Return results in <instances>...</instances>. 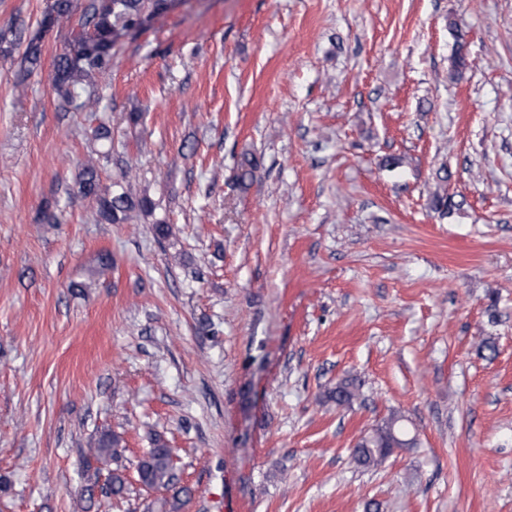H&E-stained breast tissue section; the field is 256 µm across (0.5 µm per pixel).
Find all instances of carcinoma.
<instances>
[{"instance_id":"1","label":"carcinoma","mask_w":512,"mask_h":512,"mask_svg":"<svg viewBox=\"0 0 512 512\" xmlns=\"http://www.w3.org/2000/svg\"><path fill=\"white\" fill-rule=\"evenodd\" d=\"M172 0H88L78 7L77 0H51L44 18L52 19V26L59 27L71 20L75 12H80L77 27L70 31L68 47L54 66V91L59 108L63 112L71 110H93L99 97L91 77L94 73H105L112 66V55L90 57L86 47L97 38L112 37L117 43L130 30L141 26L152 16L169 8ZM41 60L40 38L29 39L21 56L20 67L32 72ZM258 167L254 156H245L239 163L238 180L244 184L253 178ZM78 192L91 199L95 205L97 219L109 224L126 221L129 213L138 210L152 214L155 204L147 195L136 196L126 180L101 184L97 166L86 164L77 180ZM359 395V385L353 379L340 381L329 393V399L338 405H349ZM415 439L401 423L400 418L392 416L363 437L353 450L355 460L364 466L375 467L382 464L395 447H412ZM122 447V437L117 433L103 435L97 443L89 446V456L103 466L116 458L118 448ZM172 449L160 441L140 462L138 475L147 486L168 487L174 482ZM127 487L126 477L119 469L112 470L108 481L107 493L114 497L124 495Z\"/></svg>"}]
</instances>
